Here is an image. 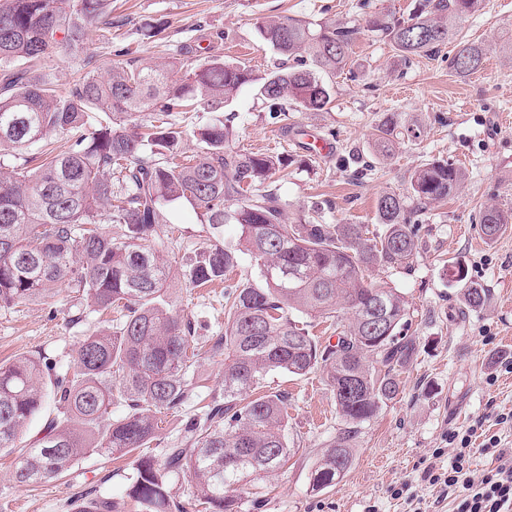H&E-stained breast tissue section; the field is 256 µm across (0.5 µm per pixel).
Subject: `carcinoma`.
Wrapping results in <instances>:
<instances>
[{"label":"carcinoma","mask_w":512,"mask_h":512,"mask_svg":"<svg viewBox=\"0 0 512 512\" xmlns=\"http://www.w3.org/2000/svg\"><path fill=\"white\" fill-rule=\"evenodd\" d=\"M483 0H418L406 19L378 14L367 27L388 38L404 59L434 55L455 43L451 64L460 75L479 71L484 49L460 37L458 22L479 12ZM112 27V0H0V306L47 297L59 285L84 293L122 319L115 330L93 332L73 350L71 373L56 378V414L19 455L12 478L20 485L53 479L81 456L112 459L150 446L158 415L176 412L199 388L188 368L198 356L191 318L166 293L170 267L149 237L165 223L166 206L186 201L218 234L236 224L240 236L226 246L214 240L190 263V282H223L239 255L254 262L257 279L224 287V336L210 352L224 354V394L205 405L204 417L186 422L185 447L163 459L138 457L127 496L139 512H173L169 476L190 478L206 512H241L246 478L274 470L288 458L284 415L288 394L252 397L271 371L306 376L326 373L342 421L310 476L321 491L336 485L352 463L358 426L399 392V371L417 350L402 333L407 302L394 288L372 282L374 269L409 266L418 250L415 225L422 209L451 196L462 170L434 160L413 171L408 207L396 193L376 203L383 231L363 224L292 221L288 203L261 186L284 167L283 159L237 150L233 128L218 119L192 131L199 150L183 149L185 131L169 121L199 106L225 107L243 86L256 85L269 111L293 106L320 112L331 103L321 77L347 66L353 27L319 26L288 16L261 22L263 39L292 66L258 78L241 64L212 58L173 78L174 64L139 68L116 60L98 74L90 51L91 28ZM57 54L82 75L66 91L37 64ZM153 125L142 128V115ZM396 114L378 124L374 145L389 153L400 139ZM50 131L76 132L64 152L41 144ZM481 234L497 237L512 212L488 206L478 214ZM103 224H122L120 237ZM465 308L477 309L486 290L466 281ZM387 304V325L372 330L376 295ZM353 315L345 325L342 312ZM336 319V343L310 333L302 317ZM53 363L24 355L0 363V452L17 447L26 425L45 402L41 378ZM125 414L109 418L112 406ZM75 512H118L106 499L74 501Z\"/></svg>","instance_id":"1"}]
</instances>
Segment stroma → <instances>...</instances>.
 <instances>
[{
  "instance_id": "35a3bbf8",
  "label": "stroma",
  "mask_w": 512,
  "mask_h": 512,
  "mask_svg": "<svg viewBox=\"0 0 512 512\" xmlns=\"http://www.w3.org/2000/svg\"><path fill=\"white\" fill-rule=\"evenodd\" d=\"M412 0H112V27L92 30L90 45L99 69L117 51L141 67L173 60L190 70L210 57L241 62L264 76L283 59L262 39L261 21L287 15L315 24L357 28L350 71L330 77L332 102L320 112H289L273 120L254 86L241 88L221 116L230 118L234 146L288 161L286 176H273L266 189L285 199L291 218L321 224L376 223V202L386 192L406 194L411 173L433 159L461 166L464 178L447 201L429 206L418 231L411 266L377 269L374 282L397 289L408 302L409 335L419 349L399 375L397 397L364 422L353 441V462L335 487L314 492L311 471L333 441L340 420L322 373L296 377L269 374L261 392L288 395L285 435L292 452L286 462L252 482L243 512H455L440 486L423 481L435 449L442 464L453 451L449 432H471L470 468L491 469L481 448L490 436L512 448V429L497 422L512 412V224L492 240L475 222L480 209L512 211V0H485L480 12L459 24L461 36L484 46L481 69L467 77L450 67L451 47L431 57L403 61L391 43L366 26L377 12L402 19ZM399 116L408 136L390 157L373 148V134L387 113ZM206 110L177 114L189 132L215 121ZM307 127L330 136L334 153L316 158L283 139L285 128ZM152 244L176 277L175 308L195 323L200 341L224 333V290L192 285L188 265L207 246L210 234L190 204L167 207ZM486 288L484 305L463 312L462 288L453 273ZM100 326L85 297L67 287L54 296L0 307V361L18 355L49 359L54 371L42 378L52 390L64 374L77 342ZM201 380L190 399L161 417L149 452L162 456L180 446L182 425L201 417L202 403L224 390V358L200 355L191 368ZM14 454L0 453V512H72L76 496L107 497L120 512H137L126 495L136 458L113 461L86 455L58 478L26 486L11 477ZM411 485L415 499L398 495ZM259 507H252V499Z\"/></svg>"
}]
</instances>
